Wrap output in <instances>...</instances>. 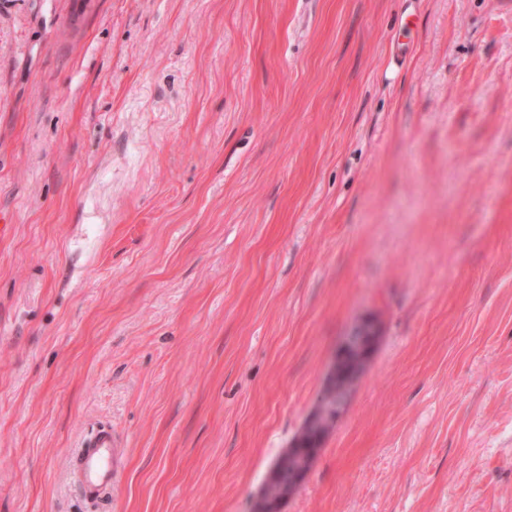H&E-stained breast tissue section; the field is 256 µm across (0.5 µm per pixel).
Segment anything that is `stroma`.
Masks as SVG:
<instances>
[{
  "label": "stroma",
  "mask_w": 512,
  "mask_h": 512,
  "mask_svg": "<svg viewBox=\"0 0 512 512\" xmlns=\"http://www.w3.org/2000/svg\"><path fill=\"white\" fill-rule=\"evenodd\" d=\"M0 512H512V7L0 0ZM111 425L86 505L69 458ZM379 337V327L370 317H360L350 325L333 356L332 365L316 402L302 426V430L310 434L309 439H312L314 451L311 455L304 456L303 448L308 446V440L299 439V436L290 448L278 457L262 484L256 512H278L282 502L300 489L326 433L347 409L348 403L338 400L334 402V396L338 391L354 387L364 375ZM348 362H353V369L346 377H342L340 368ZM288 463L292 466L290 481L288 485L281 486L279 492L275 494L272 487L276 484L281 471L288 467ZM120 438L111 426L101 425L84 436L70 460L74 484L89 501L103 499L125 467Z\"/></svg>",
  "instance_id": "1"
}]
</instances>
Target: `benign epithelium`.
I'll use <instances>...</instances> for the list:
<instances>
[{"mask_svg": "<svg viewBox=\"0 0 512 512\" xmlns=\"http://www.w3.org/2000/svg\"><path fill=\"white\" fill-rule=\"evenodd\" d=\"M379 340V327L367 316L356 319L346 331L333 356L316 402L308 412L302 430L310 434L313 448L318 449L326 433L336 424L347 409V403L334 400L337 392L356 385L364 375ZM307 441L296 439L274 462L262 484L256 512H279L280 505L296 493L304 483L315 455H304ZM292 467L288 485L273 493L281 471Z\"/></svg>", "mask_w": 512, "mask_h": 512, "instance_id": "benign-epithelium-1", "label": "benign epithelium"}]
</instances>
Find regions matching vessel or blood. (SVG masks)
<instances>
[{
    "label": "vessel or blood",
    "mask_w": 512,
    "mask_h": 512,
    "mask_svg": "<svg viewBox=\"0 0 512 512\" xmlns=\"http://www.w3.org/2000/svg\"><path fill=\"white\" fill-rule=\"evenodd\" d=\"M74 484L90 501L105 497L125 467L120 438L110 426L101 425L84 436L70 460Z\"/></svg>",
    "instance_id": "b4317fda"
}]
</instances>
